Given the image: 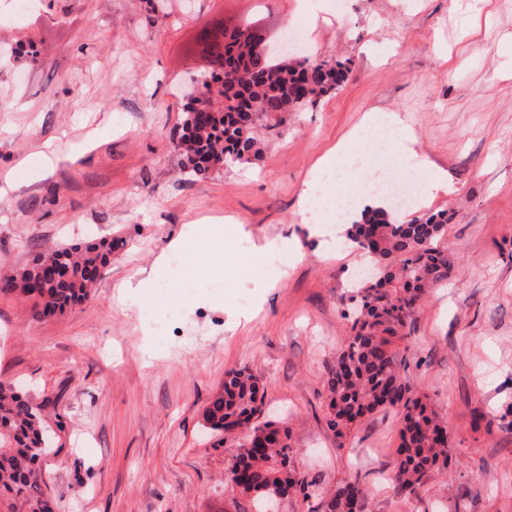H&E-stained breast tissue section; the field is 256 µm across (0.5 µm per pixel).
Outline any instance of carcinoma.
I'll return each instance as SVG.
<instances>
[{
    "label": "carcinoma",
    "instance_id": "obj_1",
    "mask_svg": "<svg viewBox=\"0 0 512 512\" xmlns=\"http://www.w3.org/2000/svg\"><path fill=\"white\" fill-rule=\"evenodd\" d=\"M211 70L203 86L205 106L185 108L180 146L193 172L205 177L258 153L257 133L285 127L286 116L314 107L343 85L351 61H312L295 52L254 51L235 33L222 30L218 49L208 56ZM448 213L398 219L394 210L365 209L345 228L348 239L366 250L376 274L341 299L348 304L353 336L336 357L326 381L327 424L338 438L368 414L394 409L400 414L394 482L397 490L423 488L431 471L448 466V425L427 397L411 395L402 361L391 338L412 320L428 289L448 278L456 258L442 248ZM112 256V241L74 245L36 256L19 271L0 276V293L33 301L40 319L85 300ZM261 380L246 369L226 373L224 386L204 410L213 431L248 430L239 443L229 491L262 500L293 492L311 496L314 483L291 464L288 428L273 421L255 424L262 413ZM50 442L41 408L28 394L0 383V512H54L36 469ZM369 503L356 476L316 495L315 512H351L355 496Z\"/></svg>",
    "mask_w": 512,
    "mask_h": 512
}]
</instances>
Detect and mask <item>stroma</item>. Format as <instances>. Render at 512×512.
<instances>
[{
	"instance_id": "obj_1",
	"label": "stroma",
	"mask_w": 512,
	"mask_h": 512,
	"mask_svg": "<svg viewBox=\"0 0 512 512\" xmlns=\"http://www.w3.org/2000/svg\"><path fill=\"white\" fill-rule=\"evenodd\" d=\"M304 29L315 59L351 60L316 108L261 132L252 162L196 176L177 143L204 26ZM394 112L407 148L350 134ZM348 141L397 177L420 159L454 190L414 212H448V280L394 342L413 396L448 423L451 459L416 495L396 491L400 416L378 411L344 438L325 421L328 370L351 334L338 298L360 263L343 225L305 221L316 163ZM216 219L220 250L166 264L162 285L125 297L175 238ZM110 239L90 298L33 319L0 295V382L41 407L55 440L41 460L56 512H258L228 493L235 445L203 411L226 373L263 383L262 420L288 427L294 467L323 490L350 475L370 512H512V0H0V275L35 255ZM288 260L275 261L278 251ZM194 297H187V289ZM153 310L159 329L145 327Z\"/></svg>"
}]
</instances>
